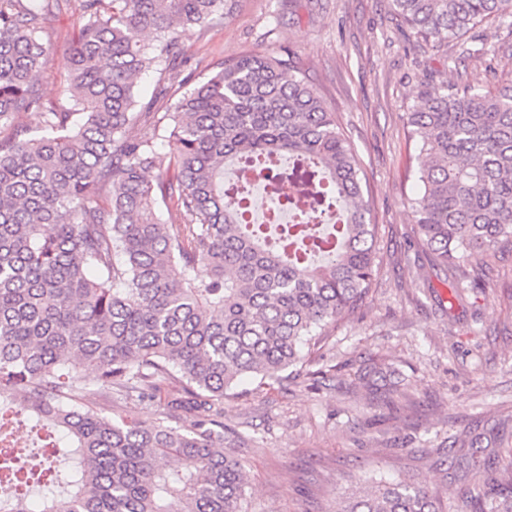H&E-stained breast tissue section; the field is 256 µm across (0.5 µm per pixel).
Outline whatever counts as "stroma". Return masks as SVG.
Returning <instances> with one entry per match:
<instances>
[{
    "label": "stroma",
    "instance_id": "obj_1",
    "mask_svg": "<svg viewBox=\"0 0 512 512\" xmlns=\"http://www.w3.org/2000/svg\"><path fill=\"white\" fill-rule=\"evenodd\" d=\"M77 28L64 11L45 29L54 52L39 82L56 101L67 98ZM180 48L199 78L247 52L291 53L354 146L378 226L376 280L331 330L322 362L271 387L242 381L224 399L225 424L246 437L226 451L245 465L247 512H336L380 481L424 487L447 512H469L480 488L467 468L472 438L495 425L512 432V248L483 270L466 261L478 287L454 298L413 237L420 184L404 114L430 79L482 92L511 83L512 23L492 18L435 44L409 39L387 0H238L231 17L184 30ZM390 365L405 385L368 388L364 374Z\"/></svg>",
    "mask_w": 512,
    "mask_h": 512
}]
</instances>
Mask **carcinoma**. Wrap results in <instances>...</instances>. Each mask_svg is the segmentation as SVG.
I'll return each mask as SVG.
<instances>
[{"label": "carcinoma", "mask_w": 512, "mask_h": 512, "mask_svg": "<svg viewBox=\"0 0 512 512\" xmlns=\"http://www.w3.org/2000/svg\"><path fill=\"white\" fill-rule=\"evenodd\" d=\"M73 0H0V429L29 414L70 440L39 512H246L245 468L224 453V395L272 385L353 314L376 275L378 225L361 167L317 89L286 53L226 61L166 112H138L179 75L181 29L236 0H79L68 107L44 98L49 16ZM409 35L460 39L512 0H388ZM43 114L42 133L18 122ZM422 192L420 242L465 296L461 261L512 246V85L425 83L405 113ZM169 152L161 156L158 139ZM168 165L172 180L148 173ZM271 206L246 220L249 172ZM207 270L199 281L195 273ZM152 421L112 407L161 399ZM470 512H512V479L482 482ZM28 493L0 489L8 512ZM336 512H445L427 490L377 485Z\"/></svg>", "instance_id": "cac0c4a2"}]
</instances>
